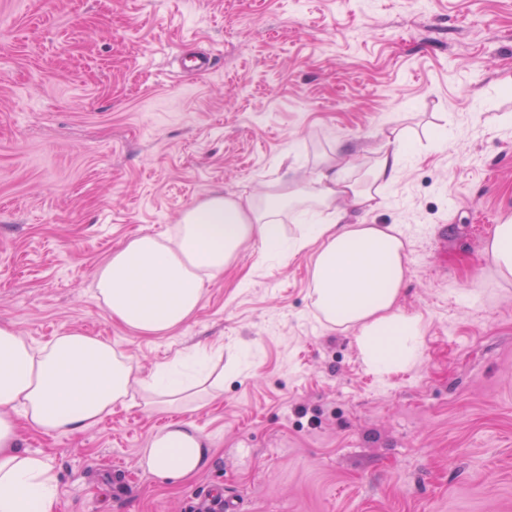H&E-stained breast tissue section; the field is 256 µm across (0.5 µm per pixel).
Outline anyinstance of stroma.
I'll use <instances>...</instances> for the list:
<instances>
[{
    "mask_svg": "<svg viewBox=\"0 0 512 512\" xmlns=\"http://www.w3.org/2000/svg\"><path fill=\"white\" fill-rule=\"evenodd\" d=\"M198 52L210 69L184 70ZM392 130L399 177L355 215L407 236L413 365L375 376L353 330L318 319L306 250L249 242L166 336L96 299L131 237L218 191L304 185L338 150L362 179ZM507 217L512 0H0V324L35 345L83 331L145 374L224 368L191 411L24 431L59 512H191L215 492L238 512H512V279L485 256ZM179 418L212 452L173 486L139 459Z\"/></svg>",
    "mask_w": 512,
    "mask_h": 512,
    "instance_id": "35a3bbf8",
    "label": "stroma"
}]
</instances>
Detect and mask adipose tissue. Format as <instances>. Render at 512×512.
<instances>
[{
  "label": "adipose tissue",
  "instance_id": "1",
  "mask_svg": "<svg viewBox=\"0 0 512 512\" xmlns=\"http://www.w3.org/2000/svg\"><path fill=\"white\" fill-rule=\"evenodd\" d=\"M401 135L387 138L366 185L349 181L339 158L326 160L312 186L245 200L215 193L182 213L174 233L130 238L94 273L98 301L128 329L165 336L196 313L206 282L221 276L252 239L277 246L279 197L329 210L332 220L310 224L294 244L311 250L314 305L331 327L352 328L368 368L384 375L416 359L420 317L398 301L405 280L408 241L395 224L352 221L351 207L379 208L400 173ZM223 371L210 369L184 385L167 367L143 377L111 344L79 331L36 348L0 325V512H56L60 491L49 462L23 450L19 425L45 433L80 430L142 395L149 410L187 407L197 394L219 389ZM211 444L191 422L174 420L154 433L139 464L172 482L205 467Z\"/></svg>",
  "mask_w": 512,
  "mask_h": 512
}]
</instances>
